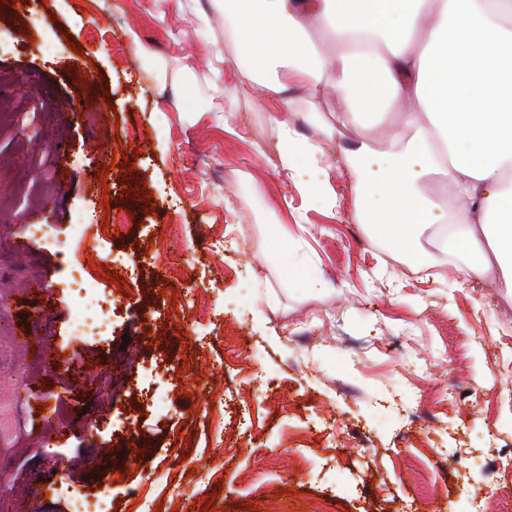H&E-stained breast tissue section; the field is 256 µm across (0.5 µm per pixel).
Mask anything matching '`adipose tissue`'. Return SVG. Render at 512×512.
<instances>
[{
    "label": "adipose tissue",
    "mask_w": 512,
    "mask_h": 512,
    "mask_svg": "<svg viewBox=\"0 0 512 512\" xmlns=\"http://www.w3.org/2000/svg\"><path fill=\"white\" fill-rule=\"evenodd\" d=\"M224 36L270 97L279 164L308 200L337 207L319 157L355 127L342 163L375 235L420 268L431 234L463 282L512 293V0H224ZM329 90L338 127L322 118ZM302 102L320 139L280 118Z\"/></svg>",
    "instance_id": "obj_1"
}]
</instances>
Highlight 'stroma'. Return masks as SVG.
Masks as SVG:
<instances>
[{
	"instance_id": "stroma-1",
	"label": "stroma",
	"mask_w": 512,
	"mask_h": 512,
	"mask_svg": "<svg viewBox=\"0 0 512 512\" xmlns=\"http://www.w3.org/2000/svg\"><path fill=\"white\" fill-rule=\"evenodd\" d=\"M47 2L34 20L0 0V512L37 484L38 512H512V295L367 232L353 129L325 146L339 207L308 203L241 62L215 59V0ZM97 144L142 153L102 182ZM77 277L108 302L102 334L72 335ZM85 349L118 392L84 388Z\"/></svg>"
}]
</instances>
